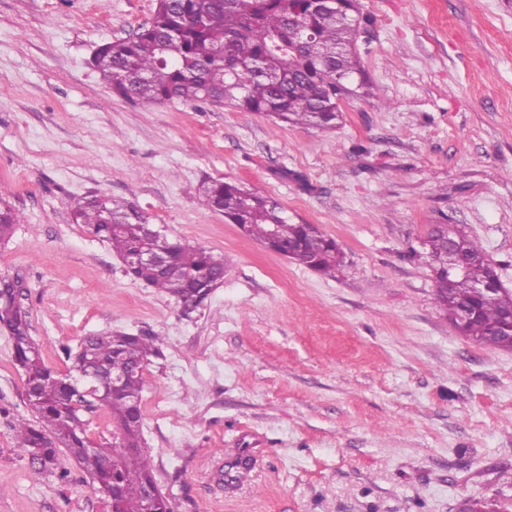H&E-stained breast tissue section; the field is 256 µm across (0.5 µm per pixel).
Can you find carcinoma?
Returning <instances> with one entry per match:
<instances>
[{"mask_svg":"<svg viewBox=\"0 0 512 512\" xmlns=\"http://www.w3.org/2000/svg\"><path fill=\"white\" fill-rule=\"evenodd\" d=\"M371 19L360 0H157L151 21L133 37L97 47L91 65L116 95L146 106L164 101H208L255 112L293 126L336 128L344 95L375 98L361 63L359 42ZM200 193L244 234L260 243L276 228L289 259L323 275L335 274L343 255L336 240L310 224H295L285 209L259 188L234 181H206ZM73 221L106 241L119 257L144 245L146 219L131 202L91 196L72 209ZM18 213L0 201V243L9 239ZM455 224H431L422 250L411 255L433 272L436 303L448 318L468 303L475 316L460 333L475 342L512 350L506 318L512 292L485 299L474 286L496 273L480 244L462 235L458 251L463 272L448 277L445 236ZM224 270V255L178 242L174 267L166 272L140 264L129 276L182 303L195 301L199 280ZM14 279L0 276V328L13 341V359L23 372L25 397L35 420L14 426L18 447L29 452L35 473H57L66 451L111 512H171L158 498L147 505L146 490L156 484L151 457L142 448L141 408L144 373L127 376L112 388V375L136 360L148 365L164 357L163 339L154 335L101 333L85 337L62 375L47 367L30 330L28 311ZM97 375L87 392L84 374ZM107 411L116 442L101 443L87 433L82 411Z\"/></svg>","mask_w":512,"mask_h":512,"instance_id":"obj_1","label":"carcinoma"}]
</instances>
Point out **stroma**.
Segmentation results:
<instances>
[{"mask_svg": "<svg viewBox=\"0 0 512 512\" xmlns=\"http://www.w3.org/2000/svg\"><path fill=\"white\" fill-rule=\"evenodd\" d=\"M156 0H0V201L22 216L0 274L23 285L46 365L106 331L155 334L143 447L173 512H512V350L461 336L411 258L428 225L480 243L512 291V0H362L377 99L336 129L204 103L146 109L90 60ZM258 185L334 238L318 274L209 208L202 179ZM98 194L171 239L224 256L198 305L126 275L71 209ZM0 332V512H108L77 464L38 476L12 426L30 418ZM249 472L221 484L237 457Z\"/></svg>", "mask_w": 512, "mask_h": 512, "instance_id": "1", "label": "stroma"}]
</instances>
